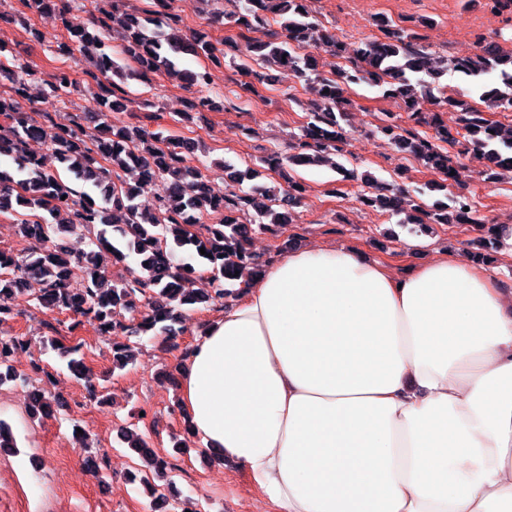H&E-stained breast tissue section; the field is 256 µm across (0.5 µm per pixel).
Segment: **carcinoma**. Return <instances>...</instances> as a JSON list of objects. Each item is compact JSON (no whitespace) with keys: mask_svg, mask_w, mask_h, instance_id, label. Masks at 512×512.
<instances>
[{"mask_svg":"<svg viewBox=\"0 0 512 512\" xmlns=\"http://www.w3.org/2000/svg\"><path fill=\"white\" fill-rule=\"evenodd\" d=\"M83 2L103 18L90 30L63 24L65 34L57 47L61 55L94 49L88 68L83 70L85 79L79 82L69 71L59 69L45 81L38 101L45 105L63 102L82 91L95 98L96 111L84 113L80 122L60 126L62 135L52 144L66 175L48 169L26 150L27 142L41 133L39 118L48 116L27 93V83L35 72L15 56L0 60V78L15 85L12 96H0V117L10 129V136L0 135V157L11 159L7 167L0 164V209L13 205L20 234L35 241L24 257L0 250V324L12 314L13 301L32 291L35 304L71 313L72 331L86 319L95 322L104 336L117 331L129 336L150 332L168 338L179 335L188 312L234 294L235 272L253 261L247 248L255 232L253 224L290 223V209L301 204L304 188L284 174L283 162L327 165L345 180L356 178L355 170L336 160L348 125L349 94L355 86L378 88L382 97L404 104L414 124L434 130L432 136H421L389 118L378 127L399 151L441 176L427 189H448L457 156L446 145L461 139L467 151L486 161L488 169L512 171V122L490 121L469 103L476 97L490 111L512 112V52L504 51L498 41L485 40L473 55L447 60L418 44L414 33L381 16L376 25L383 37L361 42L346 57L345 67L327 77L318 72L314 52L339 55L343 44L324 29L308 0H241L226 19L245 29L241 34L244 48L231 39L224 44L233 50L230 63L247 77L240 82L244 96L258 94L255 82L263 77L253 65L262 64L288 68L314 99L295 142V153L284 159L277 154L261 157L243 170L219 163L226 181L238 190L218 198L210 193L205 176L186 165V156L196 150L193 140L112 121V114L124 112L134 103L126 84L143 71L183 85L207 87L206 69H186L182 57L219 61L208 32L199 29L187 35L171 23L173 17L157 12L129 14L127 0H108V10L99 6V0ZM270 14L278 17L279 31L266 39L255 36L268 26ZM449 73L464 82L455 96L448 95L440 84ZM445 106L461 110V132L456 137L440 124L438 110ZM221 108L215 98L201 94L188 102L180 120L188 122L197 112ZM266 166L284 176L288 189L280 192L266 184H252L243 190V183L259 178ZM132 170L160 180L163 196L154 203L142 201L122 178ZM74 181L82 183L85 191L75 194ZM361 181L367 192L360 195V201L392 216L405 215L403 224L423 227L468 222L486 230L484 244L496 240L498 226L484 223L476 202L468 196L451 194L448 202L426 209L409 203L403 188L381 183L369 173L362 174ZM209 212L220 215L219 221L206 225L203 233L195 231ZM103 247L112 248V258L118 263L136 256L142 276L130 281L110 278L95 261ZM179 253L189 254L206 267L207 287L195 292L183 288V282L198 271L192 263L176 262ZM76 267L84 275L82 288L69 287ZM138 308L137 322L124 324L122 312ZM26 346L27 340L21 336H0V386L19 378L13 358ZM82 348L80 341L67 348L68 368L77 377L87 371ZM135 364L131 346L112 349L113 369ZM53 409L43 391L31 392V416H43ZM122 439L141 462L140 483L152 502L166 504L163 491L167 485H158L151 478L166 476L167 458L131 429H125Z\"/></svg>","mask_w":512,"mask_h":512,"instance_id":"1","label":"carcinoma"}]
</instances>
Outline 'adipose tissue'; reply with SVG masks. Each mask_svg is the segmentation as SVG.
Wrapping results in <instances>:
<instances>
[{
	"label": "adipose tissue",
	"mask_w": 512,
	"mask_h": 512,
	"mask_svg": "<svg viewBox=\"0 0 512 512\" xmlns=\"http://www.w3.org/2000/svg\"><path fill=\"white\" fill-rule=\"evenodd\" d=\"M179 384L191 436L275 512H512V293L480 261L290 251Z\"/></svg>",
	"instance_id": "adipose-tissue-1"
}]
</instances>
